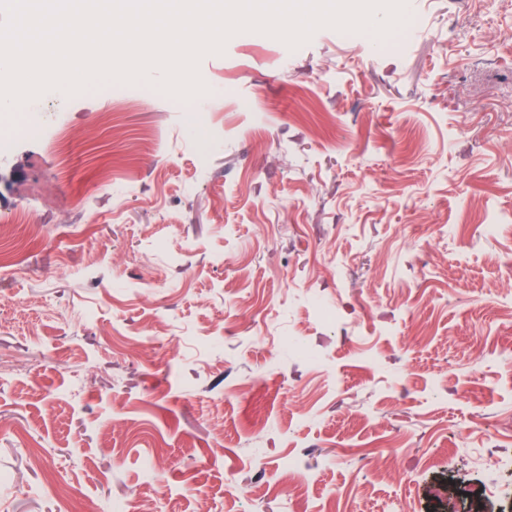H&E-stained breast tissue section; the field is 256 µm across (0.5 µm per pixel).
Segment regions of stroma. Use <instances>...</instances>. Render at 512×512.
Here are the masks:
<instances>
[{
    "mask_svg": "<svg viewBox=\"0 0 512 512\" xmlns=\"http://www.w3.org/2000/svg\"><path fill=\"white\" fill-rule=\"evenodd\" d=\"M411 15L0 121V512H282L288 459L330 512H512L466 495L512 484V0Z\"/></svg>",
    "mask_w": 512,
    "mask_h": 512,
    "instance_id": "stroma-1",
    "label": "stroma"
}]
</instances>
